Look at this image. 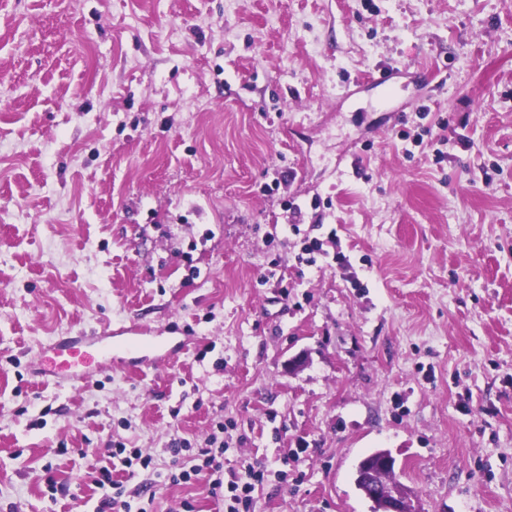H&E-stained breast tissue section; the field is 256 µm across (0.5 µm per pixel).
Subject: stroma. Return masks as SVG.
I'll return each mask as SVG.
<instances>
[{
	"instance_id": "1",
	"label": "stroma",
	"mask_w": 512,
	"mask_h": 512,
	"mask_svg": "<svg viewBox=\"0 0 512 512\" xmlns=\"http://www.w3.org/2000/svg\"><path fill=\"white\" fill-rule=\"evenodd\" d=\"M388 70L389 85L373 77ZM186 349L42 379L59 336ZM512 512V0H0V512ZM201 460V464L194 463ZM189 467H180L179 474L172 473L169 477L172 483L188 482L194 477L197 481L205 482L212 495L224 497L225 512H250L252 506L251 493L256 486L263 484L267 469L260 463H250L244 472L228 473L229 479L223 482V464L217 461L213 448H198L196 456H189ZM224 485V491H223ZM222 494V495H221ZM392 468H394V459L384 451L378 462V469L386 471L390 479L380 485L373 469L359 466L356 472V483L364 489V494L375 504L378 512H412L407 505V498L401 485L391 479Z\"/></svg>"
}]
</instances>
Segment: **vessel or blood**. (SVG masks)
<instances>
[{
	"label": "vessel or blood",
	"mask_w": 512,
	"mask_h": 512,
	"mask_svg": "<svg viewBox=\"0 0 512 512\" xmlns=\"http://www.w3.org/2000/svg\"><path fill=\"white\" fill-rule=\"evenodd\" d=\"M46 374L67 372L72 382L88 378V362L93 354L111 357L113 364L126 367L153 365L159 356L176 355L178 348L150 336L147 329L131 324L116 330L103 331L98 336H67L59 338L51 347Z\"/></svg>",
	"instance_id": "obj_1"
}]
</instances>
